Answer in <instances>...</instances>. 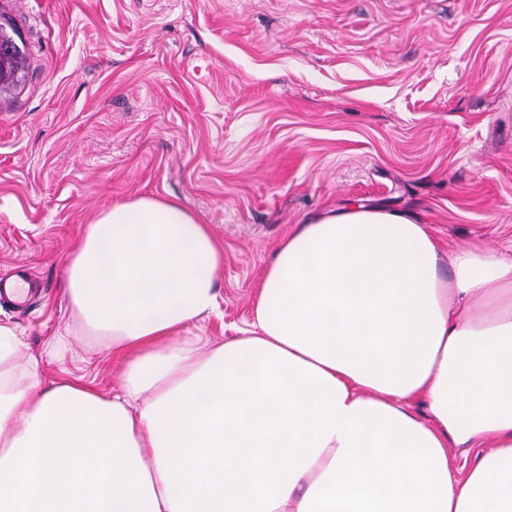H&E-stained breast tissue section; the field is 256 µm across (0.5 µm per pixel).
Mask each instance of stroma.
<instances>
[{"label": "stroma", "mask_w": 512, "mask_h": 512, "mask_svg": "<svg viewBox=\"0 0 512 512\" xmlns=\"http://www.w3.org/2000/svg\"><path fill=\"white\" fill-rule=\"evenodd\" d=\"M25 56L0 97V302L45 379L121 385L73 320L67 262L118 201L175 197L224 245L222 344L292 225L353 202L512 248V0H0Z\"/></svg>", "instance_id": "stroma-1"}]
</instances>
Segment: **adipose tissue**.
I'll return each instance as SVG.
<instances>
[{
  "mask_svg": "<svg viewBox=\"0 0 512 512\" xmlns=\"http://www.w3.org/2000/svg\"><path fill=\"white\" fill-rule=\"evenodd\" d=\"M223 266L176 200L95 216L65 288L122 384H44L0 324V512H512V256L442 246L408 212L313 215L251 334L214 346L195 328ZM453 447L486 454L460 470Z\"/></svg>",
  "mask_w": 512,
  "mask_h": 512,
  "instance_id": "adipose-tissue-1",
  "label": "adipose tissue"
}]
</instances>
